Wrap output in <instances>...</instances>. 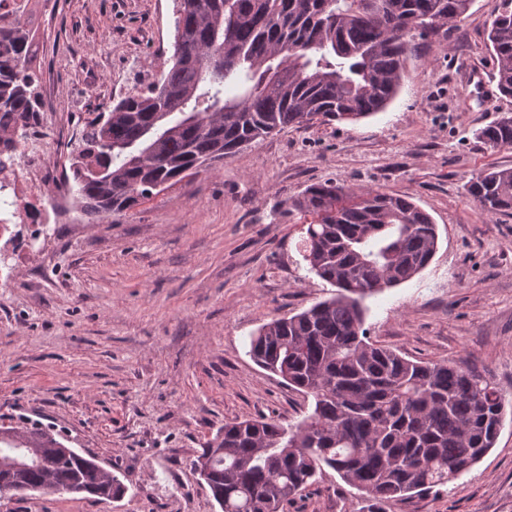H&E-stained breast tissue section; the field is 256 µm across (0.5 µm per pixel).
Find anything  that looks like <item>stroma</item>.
<instances>
[{
    "label": "stroma",
    "mask_w": 512,
    "mask_h": 512,
    "mask_svg": "<svg viewBox=\"0 0 512 512\" xmlns=\"http://www.w3.org/2000/svg\"><path fill=\"white\" fill-rule=\"evenodd\" d=\"M499 0H474L447 36L417 42L387 108L356 122L289 127L216 169L154 191L106 223L20 225L39 236L0 269V429L52 426L112 469L118 500L0 495V512H219L191 467L224 422L295 424L311 401L247 354L271 319L331 297L297 251L303 219L288 202L307 186L411 197L439 232L430 264L366 301L372 341L423 362L465 360L512 403V215L468 202L487 166L512 148L476 133L512 112L486 48ZM44 126L82 121L168 67L174 0H32ZM332 469L286 512H362ZM394 512H512V406L497 442L448 487Z\"/></svg>",
    "instance_id": "35a3bbf8"
}]
</instances>
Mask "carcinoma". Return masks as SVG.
I'll list each match as a JSON object with an SVG mask.
<instances>
[{
    "mask_svg": "<svg viewBox=\"0 0 512 512\" xmlns=\"http://www.w3.org/2000/svg\"><path fill=\"white\" fill-rule=\"evenodd\" d=\"M24 0L0 14V145L16 149L42 125L38 50ZM473 0H175L170 66L156 82L88 122L72 159L81 211L101 223L153 193L234 156L285 127L359 120L396 97L414 38L461 21ZM494 79L512 97V0L488 30ZM487 149L512 148V113L476 133ZM466 198L489 215L512 214V169L484 168ZM304 218L299 252L336 293L262 325L248 354L312 397L295 425L224 423L193 468L220 512H283L327 466L388 512L445 487L494 447L506 397L492 377L461 362L425 363L374 343L364 301L423 270L437 224L409 198L330 183L289 203ZM0 493L79 486L101 500L125 493L112 471L37 427L0 433Z\"/></svg>",
    "mask_w": 512,
    "mask_h": 512,
    "instance_id": "carcinoma-1",
    "label": "carcinoma"
}]
</instances>
